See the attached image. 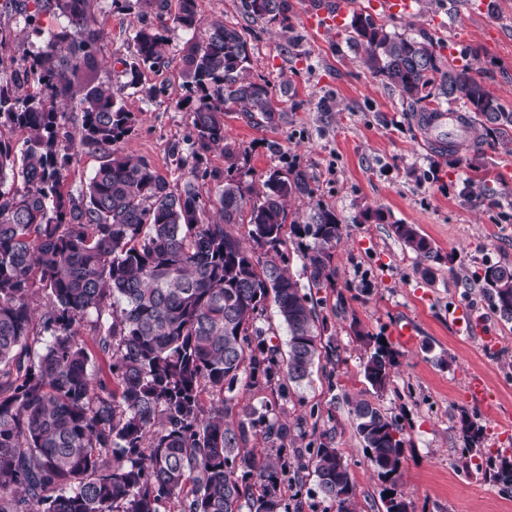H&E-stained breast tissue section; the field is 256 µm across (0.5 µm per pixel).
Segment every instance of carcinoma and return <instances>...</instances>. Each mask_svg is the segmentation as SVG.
<instances>
[{"instance_id":"1","label":"carcinoma","mask_w":512,"mask_h":512,"mask_svg":"<svg viewBox=\"0 0 512 512\" xmlns=\"http://www.w3.org/2000/svg\"><path fill=\"white\" fill-rule=\"evenodd\" d=\"M97 0H50L67 26L14 68L33 89L0 80V512H292L288 436L307 421L280 419L269 403L235 411L241 380L277 390L308 379L336 348L318 301L305 289L335 286L333 251L343 233L320 203L286 224L288 202L312 198L300 168L269 170L261 185L236 160L244 151L224 134L238 110L274 126L283 109L265 80L250 77L244 29L216 20L201 38L196 0H139L141 26L123 87L148 98L142 71L162 63L168 34L191 32L183 49L186 86L196 94L190 157L198 167L214 147L227 175L214 195L188 179L173 183L145 159L118 148L136 119L120 93L92 84L98 67ZM253 20L288 25L287 0H242ZM47 6L3 0L0 9L40 30ZM350 38L362 62L421 113L460 105L466 140L480 149L492 132L512 141V109L470 66L445 65L433 37L391 34L369 14L352 16ZM77 104L75 133L63 130L60 104ZM22 133L16 140L14 133ZM87 148L100 164L85 185L66 186L72 153ZM250 225L248 245L231 231ZM300 243L301 283L284 264L285 227ZM393 234L434 278L439 250L412 224ZM483 296L512 322V266L484 270ZM48 299L37 318L32 299ZM272 301L288 332L282 354L257 325ZM89 327L108 372L92 369L78 340ZM366 344L369 393L386 391L399 352L378 337ZM218 396L210 406L203 394ZM349 414L379 480L385 512H408L396 492L402 426L361 395ZM297 469L315 476L336 512H356V485L335 446V428L312 429Z\"/></svg>"}]
</instances>
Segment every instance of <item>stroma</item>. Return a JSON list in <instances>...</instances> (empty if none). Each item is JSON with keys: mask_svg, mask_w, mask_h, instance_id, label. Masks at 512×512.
<instances>
[{"mask_svg": "<svg viewBox=\"0 0 512 512\" xmlns=\"http://www.w3.org/2000/svg\"><path fill=\"white\" fill-rule=\"evenodd\" d=\"M289 29L253 21L241 0H196L202 24L220 20L246 31L252 76L267 80L284 110L278 126L260 127L240 113L226 117L225 134L247 150L254 179L271 168L299 167L315 189V202L335 210L343 238L333 263L336 284L321 290L326 339L337 365L315 367L309 381L287 397L238 384L239 407L273 402L281 419L315 416L318 429L335 428V443L357 487L358 512H383L382 482L355 433L348 402L367 384L360 364L367 333L400 351L390 384L376 403L403 427L402 478L397 486L409 512H512V488L490 475L512 459V322L485 301L479 276L489 265L512 266V146L482 147L480 169L470 153L451 157L428 143L412 108L361 62L363 50L348 30L320 35L303 24V0H287ZM482 13L465 0H417L409 19L376 14L389 32L431 34L439 52L456 65L473 64L476 77L512 107V0H492ZM99 82L120 86L122 61L131 59L140 16L136 0H98ZM62 20L44 12L40 32L19 14L0 13L15 55L37 51ZM187 33H172L163 66L145 71L146 84L162 87L148 99L122 88L123 103L137 124L119 148L149 161L168 180L194 178L214 191L224 154L206 153L200 176L177 162L193 130L188 91L181 77L180 48ZM277 153H270V145ZM415 225L440 249L433 279L391 232ZM410 324L413 344H401L396 325ZM482 377L489 401L467 393L471 376ZM482 429L467 444L460 417Z\"/></svg>", "mask_w": 512, "mask_h": 512, "instance_id": "obj_1", "label": "stroma"}]
</instances>
